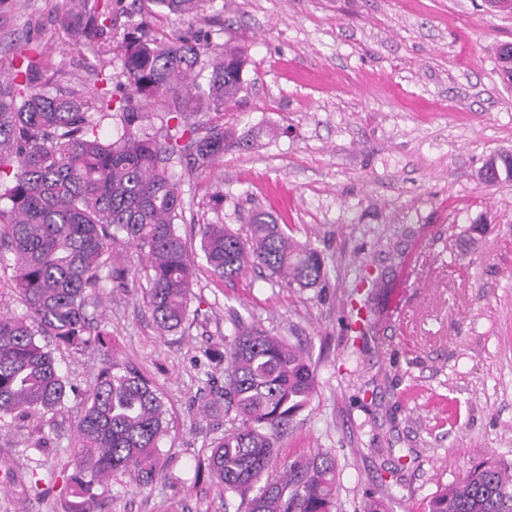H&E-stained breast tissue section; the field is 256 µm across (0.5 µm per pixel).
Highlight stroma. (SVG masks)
<instances>
[{
    "label": "stroma",
    "instance_id": "stroma-1",
    "mask_svg": "<svg viewBox=\"0 0 512 512\" xmlns=\"http://www.w3.org/2000/svg\"><path fill=\"white\" fill-rule=\"evenodd\" d=\"M55 3L0 0V70L26 39L89 92L100 68L123 81L119 54L75 49ZM153 30L243 48L246 87L224 123L273 131L226 149L211 169L186 157L173 164L190 251L199 224L242 232L253 212L268 211L322 252L328 280L300 290L266 270L229 280L202 269L190 327L169 333L142 292L105 289L88 315L107 346L53 348L75 394L49 449L35 448L36 422L0 426V512H63L74 419L116 360L165 397V477L142 491L117 477L90 512H224L217 486L195 476L200 449L224 433L200 397L205 351L223 349L239 320L308 350L316 394L280 438L274 466L330 451L339 512L379 489L389 512H424L473 462L512 459V180L479 178L491 155L512 151V83L496 58L512 42V14L485 0H206ZM479 223L484 233L464 247ZM363 304L373 315L356 340L351 308ZM41 463L58 480L45 497L25 498L11 477Z\"/></svg>",
    "mask_w": 512,
    "mask_h": 512
}]
</instances>
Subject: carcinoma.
<instances>
[{"instance_id":"carcinoma-1","label":"carcinoma","mask_w":512,"mask_h":512,"mask_svg":"<svg viewBox=\"0 0 512 512\" xmlns=\"http://www.w3.org/2000/svg\"><path fill=\"white\" fill-rule=\"evenodd\" d=\"M63 2L56 22L72 44L95 45L99 55L119 51L126 81L114 85L98 72L94 95L81 82L61 88L63 67L26 48L0 75V251L14 256V275L0 286L26 307L21 316L0 313V422L35 417L41 434L57 430L71 392L42 339L77 351L103 345L106 332L92 329L87 308L106 282L122 291L139 287L119 247L141 253L158 328L171 332L188 323L197 267L179 232L184 201L171 165L187 151L199 169L224 157L233 133L220 113L242 91L247 63L239 47L160 38L146 21L116 41L111 8L87 13L77 0ZM147 3V18L159 19L193 16L203 0ZM203 70L208 90L200 93L196 78ZM155 108L167 119L149 132L143 121ZM186 112L208 119L188 125ZM114 115L120 129L100 136L102 120ZM198 235L208 271L219 278L262 268L290 288H321L328 279L321 252L286 234L265 211L252 216L244 236L219 222L199 225ZM204 357L224 367V381L206 373L203 412L228 428L198 456L197 472L222 490L225 512H336L332 454L296 459L268 477L280 437L316 391L304 348L239 321L224 337V350ZM165 415L152 378L117 362L100 371L74 426L65 512H87L115 474L140 490L161 479ZM54 483L50 470L32 469L20 479L26 496L40 497ZM427 512H512V460L477 462L437 491Z\"/></svg>"}]
</instances>
